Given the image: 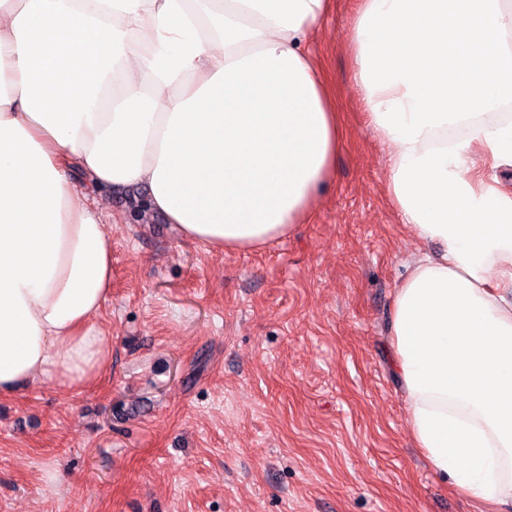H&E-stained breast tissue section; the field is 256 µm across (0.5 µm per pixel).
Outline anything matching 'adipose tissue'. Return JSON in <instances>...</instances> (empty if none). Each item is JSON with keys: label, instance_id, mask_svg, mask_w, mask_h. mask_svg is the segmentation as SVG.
Here are the masks:
<instances>
[{"label": "adipose tissue", "instance_id": "1", "mask_svg": "<svg viewBox=\"0 0 512 512\" xmlns=\"http://www.w3.org/2000/svg\"><path fill=\"white\" fill-rule=\"evenodd\" d=\"M329 0H0V395L106 362L110 234L68 179L145 186L220 251L310 216L341 136L304 43ZM352 80L417 252L390 348L417 448L512 512V0H359ZM475 169L486 177L496 178L506 189L512 191V166H494L484 154L476 152L471 156Z\"/></svg>", "mask_w": 512, "mask_h": 512}]
</instances>
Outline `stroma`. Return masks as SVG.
<instances>
[{
	"mask_svg": "<svg viewBox=\"0 0 512 512\" xmlns=\"http://www.w3.org/2000/svg\"><path fill=\"white\" fill-rule=\"evenodd\" d=\"M355 10L331 0L308 42L343 138L293 234L215 252L134 213L140 191L90 190L111 234L109 358L82 387L0 395V512H480L415 448L391 363L393 290L438 247L389 198L351 79Z\"/></svg>",
	"mask_w": 512,
	"mask_h": 512,
	"instance_id": "35a3bbf8",
	"label": "stroma"
}]
</instances>
